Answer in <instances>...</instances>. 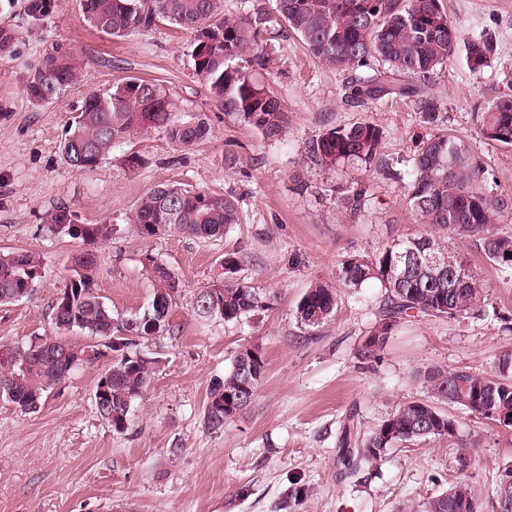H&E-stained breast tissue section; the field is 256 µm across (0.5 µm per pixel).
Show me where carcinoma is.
<instances>
[{"instance_id": "carcinoma-1", "label": "carcinoma", "mask_w": 512, "mask_h": 512, "mask_svg": "<svg viewBox=\"0 0 512 512\" xmlns=\"http://www.w3.org/2000/svg\"><path fill=\"white\" fill-rule=\"evenodd\" d=\"M45 2L26 0L29 25L38 26L49 16L42 10ZM83 11L92 28L116 38L148 30L160 21L190 32L193 77L207 88L219 110L255 128L267 141L282 137L286 118L279 97L258 76L260 70L271 74L275 61V50L263 37L272 29L293 33L316 61L345 74V101L373 106L399 97L413 102L432 133L405 159L390 161L383 156L384 132L368 118L327 128L302 146L301 156L310 170L334 172L357 166L382 181L401 184L405 205L416 223L431 227L429 232L394 239L369 257L354 256L343 262L339 273L343 287L356 289L377 282L384 288L380 323L364 344L362 356L374 357L393 327L412 312L448 319L488 315L484 285L467 261L448 249L447 240L471 239L489 261L505 273L512 272V233L494 228L512 215V193L498 189L470 144L445 132L448 115L432 89L460 44L470 71L481 73L490 67L498 51L492 33L482 30L461 37L439 0H275L271 11L258 6L237 18L224 17L223 0H83ZM212 32L220 34L221 40L204 43ZM79 75L76 57L54 48L35 66L25 86L26 96L32 105L42 106ZM505 81L507 91L477 116V128L480 141L511 148V71ZM151 131L163 132L180 151L212 134L206 117H180L154 83L130 78L84 99L61 152L73 169L87 173L89 169L81 165L85 150H91L100 163L132 137ZM330 192L333 201L353 217L374 199L373 185L366 182L336 184ZM67 212L75 216L69 208L58 207L46 213L45 223L50 231L79 239L86 248L71 256L61 297L52 305V322L61 333L76 328L108 340L106 347L116 353L106 370L112 380V401L96 403L94 410L113 432L122 434L157 363L138 347L173 331L170 311L179 293V279L152 254H145L150 261L145 269L155 282L151 303L132 322L115 318L94 291L96 246L112 237L113 225L107 220L82 224L76 233L71 224L63 223ZM128 221L146 239L156 235L153 228L168 226L214 241L241 223V211L231 196L162 184L139 199ZM429 253L437 254L442 264H429ZM238 266L235 254H224L216 280L196 297L199 317L240 323L268 308L265 297L234 277ZM40 269L39 257L28 250L0 253V304L28 296L26 282L36 279ZM336 307L335 289L315 285L297 304V322L306 329L316 328L333 316ZM66 348L72 344L61 338L11 347L10 357L0 360V395L22 411H37L45 393L73 371L62 357ZM245 367L254 369L248 391L242 388ZM265 372L262 350L242 349L224 377L209 388L204 416L208 429H223L249 406ZM416 377L425 385L428 398L398 406L373 431H363L355 413L344 419L337 461L346 474L376 466L388 448L399 442L455 437L458 421L444 410L447 405L470 414L477 405L482 418L496 423L512 415V352L499 355L487 373L426 365L417 369ZM424 512H481L479 496L469 483L458 481L429 499Z\"/></svg>"}]
</instances>
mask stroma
I'll list each match as a JSON object with an SVG mask.
<instances>
[{
	"label": "stroma",
	"mask_w": 512,
	"mask_h": 512,
	"mask_svg": "<svg viewBox=\"0 0 512 512\" xmlns=\"http://www.w3.org/2000/svg\"><path fill=\"white\" fill-rule=\"evenodd\" d=\"M443 5L462 36L486 29L498 41V56L483 72H471L459 50L437 76L434 92L448 112V132L471 144L500 190L512 192V149L479 141L476 126L477 112L503 92V73L512 70V0ZM0 27L17 32L11 52L0 56V250L26 249L41 260L31 295L0 305V345L38 344L56 334L50 308L68 257L82 243L49 232L42 218L54 207H69L83 224L106 218L115 224L112 238L98 248L95 279L97 296L114 316L135 317L152 298L144 252L180 282L174 331L148 345L158 363L127 432L114 433L93 406L109 355L75 369L36 412L0 397V512H280L294 482L307 491L300 512H423L428 499L461 477L490 493L512 465V428L458 407L451 410L459 424L455 438L397 444L376 467L346 478L336 465L347 414L357 413L370 431L396 406L425 397L417 367L482 373L499 354L512 352V282L472 242L453 239L449 249L489 285L487 303L499 319L414 315L375 357L361 356L379 322L384 291L375 283L355 291L340 287L341 265L419 226L401 186L362 169L348 176L372 183L375 198L365 216L351 218L327 192L335 175L307 170L301 147L325 128L367 118L384 131V155L408 156L426 135L412 102L347 106L342 75L317 63L296 37L280 38L268 82L284 105L286 128L270 143L215 107L191 75L190 33L168 22L115 38L87 24L81 0H55L50 17L32 29L17 6L0 0ZM55 45L71 50L85 68L79 81L37 108L25 85ZM130 77L156 84L181 114H206L212 136L178 152L152 131L129 145L146 160L138 171L126 169L120 150L92 172L73 170L61 144L83 100ZM229 152L238 156L237 168L225 167ZM298 173L308 174L316 191L299 193ZM161 184L233 196L241 222L215 242L167 229L142 238L127 217L143 193ZM227 252L240 260L239 279L270 297V308L239 324L200 320L193 303ZM315 283L336 287L337 308L320 327L306 329L295 308ZM250 346L264 353V380L244 413L221 431L208 430V388Z\"/></svg>",
	"instance_id": "1"
}]
</instances>
